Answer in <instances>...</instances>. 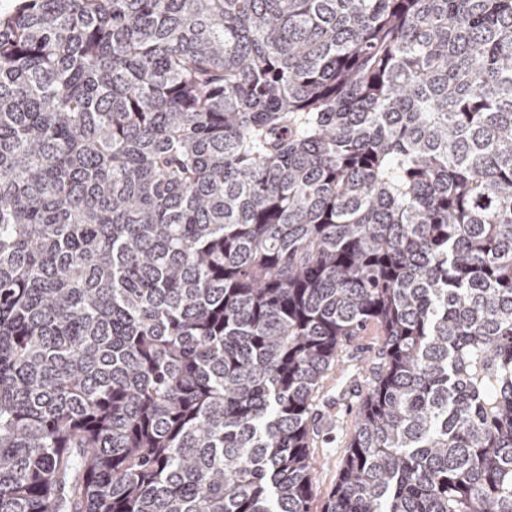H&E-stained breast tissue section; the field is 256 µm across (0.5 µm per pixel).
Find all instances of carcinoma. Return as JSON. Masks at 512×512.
Wrapping results in <instances>:
<instances>
[{
  "instance_id": "1",
  "label": "carcinoma",
  "mask_w": 512,
  "mask_h": 512,
  "mask_svg": "<svg viewBox=\"0 0 512 512\" xmlns=\"http://www.w3.org/2000/svg\"><path fill=\"white\" fill-rule=\"evenodd\" d=\"M512 512V0H0V512ZM339 384V371L332 368L324 377L320 387L319 399L316 410L318 425L314 442L310 445L312 456L317 462L316 478L314 486L313 507L318 512L328 494L336 486L340 469L342 467L347 442L358 411V394L349 395L336 404L326 406L324 401L334 397L336 399V387ZM350 401L351 409L345 413L343 408Z\"/></svg>"
}]
</instances>
